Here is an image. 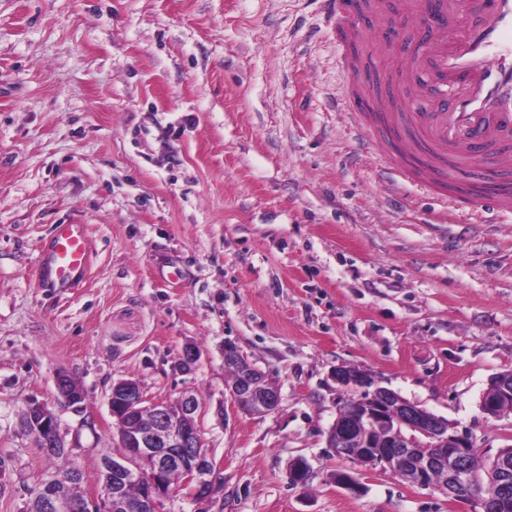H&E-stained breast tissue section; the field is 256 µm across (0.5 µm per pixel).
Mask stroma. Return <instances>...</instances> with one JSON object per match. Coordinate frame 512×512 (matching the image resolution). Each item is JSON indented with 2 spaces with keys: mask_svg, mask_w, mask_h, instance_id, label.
Returning a JSON list of instances; mask_svg holds the SVG:
<instances>
[{
  "mask_svg": "<svg viewBox=\"0 0 512 512\" xmlns=\"http://www.w3.org/2000/svg\"><path fill=\"white\" fill-rule=\"evenodd\" d=\"M377 1L353 12L356 54L387 104L408 56L382 34L415 18ZM338 55L321 0H0V512H27L55 467L21 406L48 404L79 437L91 490L121 378L205 408L221 491L159 512H458L382 472L356 496L330 483L347 466L327 440L339 365L447 419L482 460L512 445V414L480 408L512 369V221L381 176L339 101ZM71 222L91 241L85 282L37 287L44 240ZM228 342L278 380L273 413L232 406ZM188 343L201 357L182 373ZM58 369L84 412L58 402Z\"/></svg>",
  "mask_w": 512,
  "mask_h": 512,
  "instance_id": "obj_1",
  "label": "stroma"
}]
</instances>
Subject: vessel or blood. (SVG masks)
I'll list each match as a JSON object with an SVG mask.
<instances>
[{
	"instance_id": "1",
	"label": "vessel or blood",
	"mask_w": 512,
	"mask_h": 512,
	"mask_svg": "<svg viewBox=\"0 0 512 512\" xmlns=\"http://www.w3.org/2000/svg\"><path fill=\"white\" fill-rule=\"evenodd\" d=\"M338 34L353 36L351 0H322ZM439 22L413 35L416 99L410 112H381L350 59H343L341 101L363 117L364 148L385 170L453 210L512 220V0H435ZM476 169L478 186H460L457 169ZM85 225L58 224L46 239L38 285L70 288L87 275Z\"/></svg>"
}]
</instances>
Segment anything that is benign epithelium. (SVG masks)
I'll return each mask as SVG.
<instances>
[{
    "label": "benign epithelium",
    "mask_w": 512,
    "mask_h": 512,
    "mask_svg": "<svg viewBox=\"0 0 512 512\" xmlns=\"http://www.w3.org/2000/svg\"><path fill=\"white\" fill-rule=\"evenodd\" d=\"M201 357L193 344L184 346L177 363L182 372L192 371ZM224 370L232 375L225 390L233 406L241 413L256 418L274 412L280 404L279 383L248 359L233 343L224 344ZM336 384L354 395L356 415L344 413L336 405V420L328 433V442L337 455L349 460L360 470L383 471L401 481L438 491L451 503L470 507V512H490L512 508V448L501 449L494 457L497 476L491 478L481 493L463 492L469 480L472 458L478 449L472 440L452 427L448 421L417 406L389 389L376 384L364 370L339 366L334 370ZM54 385L60 401L80 410L86 399L83 388L65 370L54 374ZM113 437L118 452L101 465L94 490L79 489V495L68 492L82 472L72 462L67 479L40 483L38 495L41 512H115L123 503V486L136 464H149L138 512H158L159 503L189 490L194 499L212 497L215 485L208 479L214 463L202 450V403L196 395L184 392L174 399L151 401L135 378H122L112 383L108 395ZM480 407L484 414L497 418L512 412V386L495 382L483 393ZM19 422L33 438L51 433L53 448H79L80 433L66 440L60 433L58 418L49 407L37 400L26 402ZM446 448L439 456L427 448ZM448 470V481L438 485L427 481L434 469ZM181 473L179 483L169 482L170 473ZM288 474L296 485L306 482L307 462L296 457L288 464ZM331 482L359 495L364 486L348 471H337Z\"/></svg>",
    "instance_id": "7a95c632"
}]
</instances>
